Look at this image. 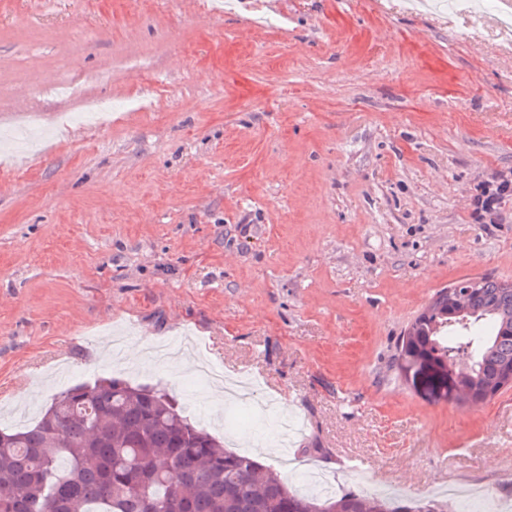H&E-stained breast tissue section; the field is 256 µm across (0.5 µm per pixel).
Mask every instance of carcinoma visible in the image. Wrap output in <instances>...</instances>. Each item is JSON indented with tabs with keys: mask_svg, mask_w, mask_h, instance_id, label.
<instances>
[{
	"mask_svg": "<svg viewBox=\"0 0 512 512\" xmlns=\"http://www.w3.org/2000/svg\"><path fill=\"white\" fill-rule=\"evenodd\" d=\"M398 344V359L430 347L469 364L492 395L512 382V282L478 279L469 312L439 292ZM440 512L433 499L345 491L305 495L286 477L183 415L160 390L108 377L53 398L32 426L0 430V512Z\"/></svg>",
	"mask_w": 512,
	"mask_h": 512,
	"instance_id": "carcinoma-1",
	"label": "carcinoma"
}]
</instances>
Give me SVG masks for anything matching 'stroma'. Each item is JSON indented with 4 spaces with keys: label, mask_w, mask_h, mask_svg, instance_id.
<instances>
[{
    "label": "stroma",
    "mask_w": 512,
    "mask_h": 512,
    "mask_svg": "<svg viewBox=\"0 0 512 512\" xmlns=\"http://www.w3.org/2000/svg\"><path fill=\"white\" fill-rule=\"evenodd\" d=\"M412 3L0 0V429L115 376L292 487L504 512L512 388L463 407L395 355L443 288L512 281V196L481 206L512 182V28ZM184 336L287 401L291 451L152 354Z\"/></svg>",
    "instance_id": "obj_1"
}]
</instances>
